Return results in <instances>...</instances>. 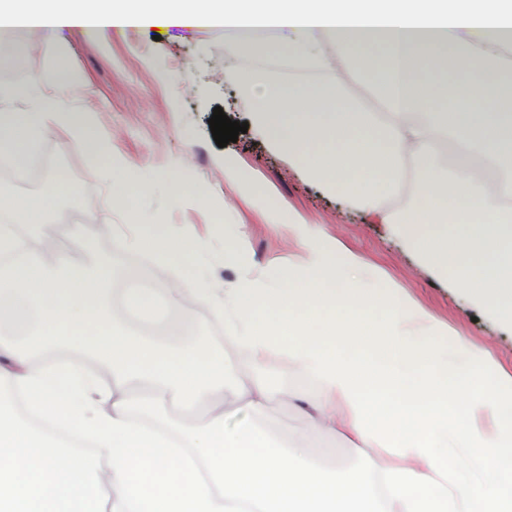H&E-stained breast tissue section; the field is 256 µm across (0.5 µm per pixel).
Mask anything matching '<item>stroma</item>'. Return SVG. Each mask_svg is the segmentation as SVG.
Here are the masks:
<instances>
[{"instance_id":"stroma-1","label":"stroma","mask_w":512,"mask_h":512,"mask_svg":"<svg viewBox=\"0 0 512 512\" xmlns=\"http://www.w3.org/2000/svg\"><path fill=\"white\" fill-rule=\"evenodd\" d=\"M152 35L149 28H129L104 41L78 30L34 36L17 61L0 64V82L40 80L63 107L91 112L109 135L114 154L140 166H177L202 186L211 205L175 207L158 192L140 197L136 209L138 221L164 224L196 239L191 267L212 287L237 275L236 267L224 263L227 243H236L245 267L270 282L300 253L287 225L262 221L225 185L224 152L229 149L271 189L277 204L298 210L312 229L339 239L369 266L383 269L426 313L488 349L512 374V327L435 278L389 225L367 223L360 213L340 207L255 128L227 148L216 145L209 125L214 108L234 121L249 119L242 92L224 82L222 29L171 28L157 41ZM57 163L72 179L76 202L62 205L45 227L47 236L78 265L125 267L132 253L118 250L112 232L104 228L111 218L107 191L84 189L86 157L64 135L45 139L23 178L0 162V185L24 194L42 192Z\"/></svg>"}]
</instances>
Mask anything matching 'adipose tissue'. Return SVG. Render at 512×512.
Masks as SVG:
<instances>
[{
    "mask_svg": "<svg viewBox=\"0 0 512 512\" xmlns=\"http://www.w3.org/2000/svg\"><path fill=\"white\" fill-rule=\"evenodd\" d=\"M130 26L222 28L224 80L247 93L263 137L512 326V0H0V60L17 59L19 32L101 40ZM13 102L27 111H7ZM55 131L85 153V188L109 185L127 214L158 189L174 205L210 201L181 174L116 156L90 113L39 81L0 83V161L16 177ZM224 181L298 239L276 282L244 270L203 285L188 272L193 238L140 224L120 248L183 277L115 295L125 271L75 265L39 235L72 193L64 174L45 192L0 190V389L14 396L0 401V512H512V374L273 206L229 154ZM397 193L401 207L384 209ZM192 299L223 317L233 354L192 335L149 338L174 311L195 330ZM60 348L71 356L43 361ZM291 372L315 391L288 434L263 417L292 396ZM243 409L256 425L229 424ZM332 416L365 464L311 457Z\"/></svg>",
    "mask_w": 512,
    "mask_h": 512,
    "instance_id": "1",
    "label": "adipose tissue"
}]
</instances>
